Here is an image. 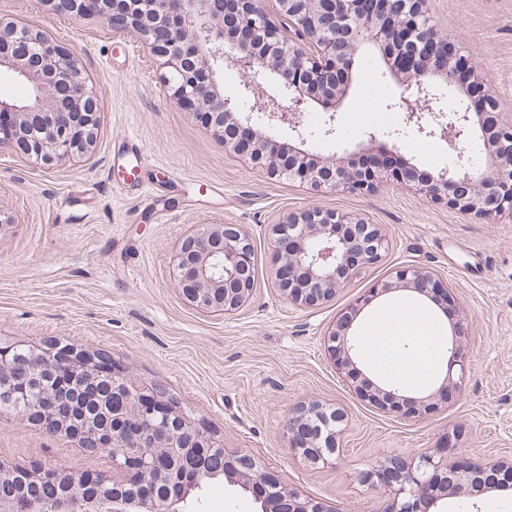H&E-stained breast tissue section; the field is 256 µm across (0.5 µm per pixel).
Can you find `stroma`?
Masks as SVG:
<instances>
[{"instance_id": "1", "label": "stroma", "mask_w": 512, "mask_h": 512, "mask_svg": "<svg viewBox=\"0 0 512 512\" xmlns=\"http://www.w3.org/2000/svg\"><path fill=\"white\" fill-rule=\"evenodd\" d=\"M438 29L468 55L498 111L512 114V0H424ZM0 16L46 30L82 64L100 111L90 152L45 164L0 150V346L41 348L59 340L107 352L146 385L165 390L224 444L254 455L282 486L317 498L326 512H382V491L364 470L392 456L440 448L512 460V216L461 214L380 183L363 194L317 190L271 177L226 149L198 116L170 102L163 68L142 42L95 15L44 0H0ZM377 91L367 98V77ZM401 75L362 57L337 114V138L309 139L329 159L367 133L373 150L398 146L418 170L451 167L446 144L407 126L402 112L374 121L368 101L398 100ZM317 207L380 225L389 248L327 302L281 298L270 226ZM203 224H238L254 247L250 302L224 317L199 311L171 274L179 238ZM404 267L447 282L462 320L465 374L455 400L402 419L363 401L338 372L327 335L337 319ZM338 410L340 456L322 468L287 450L292 409ZM61 466L73 476L108 472L111 460L0 411V466ZM204 512H256L238 487L205 488Z\"/></svg>"}]
</instances>
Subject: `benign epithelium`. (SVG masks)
<instances>
[{"label": "benign epithelium", "instance_id": "7a95c632", "mask_svg": "<svg viewBox=\"0 0 512 512\" xmlns=\"http://www.w3.org/2000/svg\"><path fill=\"white\" fill-rule=\"evenodd\" d=\"M270 13L263 0H97L95 15L112 28L141 39L162 61L164 83L175 104L198 113L224 145L262 165L275 177L326 189L355 193L370 191L380 180L409 186L448 208L489 217L512 213V150L502 153L494 144L512 146V118L495 111L488 93L481 92L472 59L460 54L448 37L438 33L423 0H274ZM373 48L390 71H405L401 105L407 122L444 142L456 153L454 167L421 181L414 167L390 156L378 167L329 160L307 166L312 153L298 135L299 146L288 155L252 116L224 94V70L242 77L240 94L269 95L270 81L288 94L284 107L271 97L267 121L299 130L304 113L315 106L335 121L336 103L350 87L358 54ZM22 80L28 94L19 99L0 97V149L50 162L86 152L99 122L98 100L82 77L74 57L52 36L28 25L0 18V72ZM444 83L464 91L470 104L449 114L434 111L427 88ZM429 111L432 124L422 125ZM472 136L482 141L485 161L473 165L460 148ZM278 254L276 280L283 296L300 306H316L336 294L353 276L378 263L388 248L381 228L350 214L308 209L272 227ZM174 272L184 298L211 314L230 315L253 295V245L238 224H211L190 231L178 242ZM393 292L427 300L443 314L454 299L448 284L428 271H396L395 286L374 288L354 314ZM458 320H448V362L444 378L431 392L415 397L372 379L357 365L353 320L338 321L328 334L339 373L362 398L377 409L416 418L451 401L465 371V353ZM38 364L60 363L92 390L102 377V357L55 342L29 351ZM112 392L125 398L123 414L114 421L151 424V443L138 440L140 452L123 453V440L112 437L109 479L98 473L100 491L73 497L56 495L30 502L28 512H189L190 495L213 474L198 469L186 478L188 455L213 453L223 445L205 427L190 421L173 397L138 382L132 374L112 368ZM16 414L40 419L53 431L75 438L88 452L96 451L100 433L90 424L80 434L37 404ZM342 417L315 404L296 408L284 426L291 453L312 465L327 466L340 453L336 437ZM224 480L253 496L260 512H327L316 499L279 490L267 495L261 486L278 484L276 475L252 455L232 456L224 462ZM362 481L387 496L388 512H426L450 495L475 486L492 489L512 484V463L480 460L465 451L453 460L439 452L411 457L394 456L362 473Z\"/></svg>", "mask_w": 512, "mask_h": 512}]
</instances>
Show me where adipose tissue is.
I'll list each match as a JSON object with an SVG mask.
<instances>
[{"instance_id": "1", "label": "adipose tissue", "mask_w": 512, "mask_h": 512, "mask_svg": "<svg viewBox=\"0 0 512 512\" xmlns=\"http://www.w3.org/2000/svg\"><path fill=\"white\" fill-rule=\"evenodd\" d=\"M447 339L431 325L427 308H384L362 338L361 353L379 377L410 391L427 387L443 367Z\"/></svg>"}]
</instances>
